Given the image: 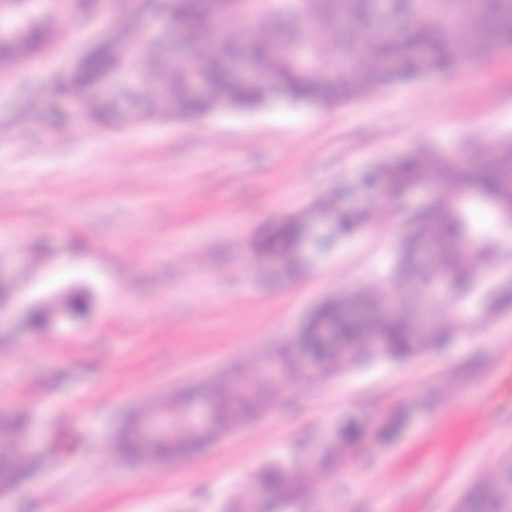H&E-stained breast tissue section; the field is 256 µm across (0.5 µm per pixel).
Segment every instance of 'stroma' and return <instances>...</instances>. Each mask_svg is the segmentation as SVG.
Here are the masks:
<instances>
[{
    "instance_id": "obj_1",
    "label": "stroma",
    "mask_w": 512,
    "mask_h": 512,
    "mask_svg": "<svg viewBox=\"0 0 512 512\" xmlns=\"http://www.w3.org/2000/svg\"><path fill=\"white\" fill-rule=\"evenodd\" d=\"M52 49L0 72V424L27 420L58 448L29 479L0 480V512H225L263 465L311 492L288 512H455L512 460V307L472 308L449 346L323 380L291 378L260 418L143 471L110 454L127 417L295 335L323 300L386 275L405 202L288 277L248 267L250 242L378 161L461 148L480 173L512 133V50L345 102L107 122L58 87L110 25L36 0ZM65 121H58V114ZM85 307L73 315L71 294ZM40 307L47 319L31 330ZM357 420L361 437L342 444ZM336 447V464L316 460Z\"/></svg>"
}]
</instances>
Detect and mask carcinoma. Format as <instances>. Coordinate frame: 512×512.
I'll return each mask as SVG.
<instances>
[{
	"label": "carcinoma",
	"mask_w": 512,
	"mask_h": 512,
	"mask_svg": "<svg viewBox=\"0 0 512 512\" xmlns=\"http://www.w3.org/2000/svg\"><path fill=\"white\" fill-rule=\"evenodd\" d=\"M253 0H167V32L145 41L135 25L116 20L120 38L107 51L90 52L70 81L98 84L122 71L130 73L125 92L145 97L148 112L159 117L205 115L220 109L250 111L268 103L272 88L293 105L326 102L333 93L344 98L395 83L415 80L427 70L451 71L483 55L494 46L512 47V0H261L263 21L252 28L227 25L231 16L252 11ZM10 37L0 42V56L23 63L49 36L50 19L30 11L17 0ZM194 51L204 66L194 72L175 64L168 40ZM246 58L254 71L242 79L237 63ZM201 80L208 93L193 91ZM170 110L155 112L158 92ZM86 114L101 119L111 111L107 100L86 99ZM432 182L440 194L414 212L407 222L413 231L399 239L387 279L376 288L358 289L324 300L293 337L231 369L237 382L208 380L177 391L158 408L177 417L198 401L211 408V431L220 434L262 414L273 404L280 386L267 380L265 367L276 363L286 375L317 381L375 360H398L418 355L438 340L459 335L460 322H448L442 305L455 298L467 311L479 294L476 272L492 254L494 232L512 221V137L504 136L487 157L483 174L474 178L455 149L436 155L408 154L380 161L358 180L374 187L378 196L359 208L344 202V193L317 199L310 211L330 223L341 241L378 217L379 200L405 198L415 186ZM473 187L474 203L491 214V229L472 228L469 209L448 201V188ZM306 213L288 216L255 239V263L276 257L293 271L306 263ZM431 241L436 253L432 269L418 265L414 244ZM448 278L439 292L432 280ZM484 308L494 311L512 304V293L486 295ZM312 362V372L298 365L299 354ZM202 446L193 428L177 442L141 439L129 419L111 444L113 454L144 466L184 455ZM257 479L275 500L288 501L305 488L299 476L286 475L272 463ZM464 512H512V461L501 465L497 480L463 499Z\"/></svg>",
	"instance_id": "1"
}]
</instances>
